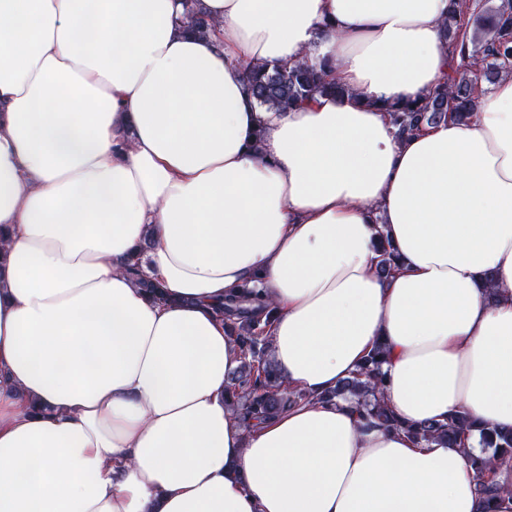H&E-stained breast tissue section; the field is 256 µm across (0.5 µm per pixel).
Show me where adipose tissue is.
Here are the masks:
<instances>
[{
	"mask_svg": "<svg viewBox=\"0 0 512 512\" xmlns=\"http://www.w3.org/2000/svg\"><path fill=\"white\" fill-rule=\"evenodd\" d=\"M448 5L203 0L200 39L179 0H0V512H512L478 433L325 398L380 344L402 422L512 430V75L401 139L371 106L450 71ZM303 57L360 101L260 111L252 66ZM255 278L309 399L249 426L212 307ZM385 362V349L382 345L374 346L364 359L359 370L352 377L339 383L329 397L347 399L354 397L360 409L379 425L391 430H402L418 443L437 442L455 447L461 436L473 428V422L465 413L448 415L447 422H435L423 425H406L401 422L379 396L382 386V365Z\"/></svg>",
	"mask_w": 512,
	"mask_h": 512,
	"instance_id": "adipose-tissue-1",
	"label": "adipose tissue"
}]
</instances>
